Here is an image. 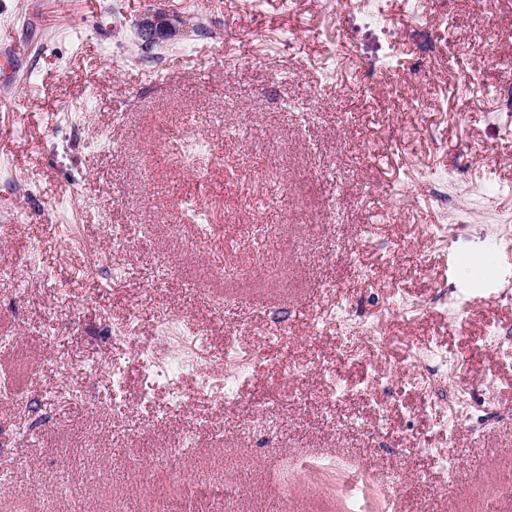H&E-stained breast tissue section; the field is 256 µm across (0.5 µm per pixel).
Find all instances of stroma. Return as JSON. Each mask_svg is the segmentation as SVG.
Wrapping results in <instances>:
<instances>
[{
  "label": "stroma",
  "instance_id": "obj_1",
  "mask_svg": "<svg viewBox=\"0 0 512 512\" xmlns=\"http://www.w3.org/2000/svg\"><path fill=\"white\" fill-rule=\"evenodd\" d=\"M159 10L182 23L143 50L132 23ZM0 40L23 49L0 66V263L15 277L0 288V512H163L173 486L156 461L182 442L180 470L210 485L185 512H350L352 462L377 480L376 512L391 478L403 512H512V495H487L512 474V357L483 343L512 329V122L498 114L512 0H0ZM184 126L201 148L156 164L160 132ZM216 291L235 299L220 316ZM162 310L207 330L197 375L218 374L226 336L256 355L235 404L138 400L136 349ZM375 319L378 353L361 328ZM427 343L503 418L446 433L408 383ZM329 362L349 396L321 395ZM288 364L303 375L281 379ZM295 389L311 401L276 403ZM227 482L241 489L228 506Z\"/></svg>",
  "mask_w": 512,
  "mask_h": 512
}]
</instances>
